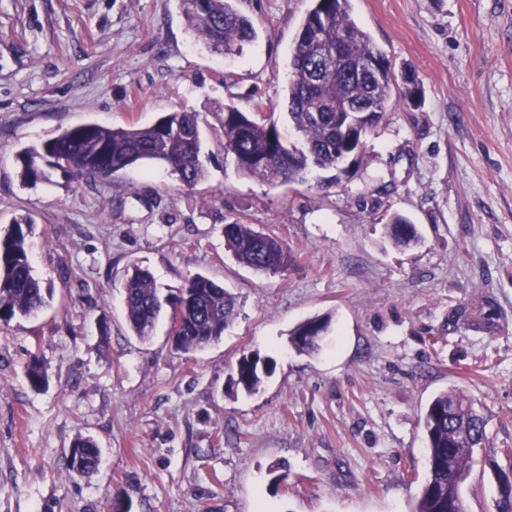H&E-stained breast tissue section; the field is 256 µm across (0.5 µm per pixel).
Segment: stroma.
<instances>
[{
	"label": "stroma",
	"mask_w": 512,
	"mask_h": 512,
	"mask_svg": "<svg viewBox=\"0 0 512 512\" xmlns=\"http://www.w3.org/2000/svg\"><path fill=\"white\" fill-rule=\"evenodd\" d=\"M257 40L219 54L182 0H0V232L31 217L30 258L53 298L0 322V512H413L427 478L422 419L456 388L486 421L466 512H497L512 472V0H351L352 16L412 72L419 107L392 102L348 178L269 186L224 154L218 114L271 107L280 126L290 49L311 0H238ZM200 115L207 175L189 189L146 162L109 180L53 170L23 182L20 150L96 123ZM416 224L395 248L380 217ZM283 239L286 275L239 264L225 222ZM162 292L194 273L237 295L221 339L178 351L168 319L140 341L122 283ZM467 307L456 331L448 314ZM329 317L318 353L293 349ZM275 367L258 391L228 378L249 353ZM38 359L46 383L25 367ZM95 471L67 468L77 436ZM329 317L309 319L298 325L290 334V343L298 351L315 353L320 347L314 342L312 336L321 328H327Z\"/></svg>",
	"instance_id": "obj_1"
}]
</instances>
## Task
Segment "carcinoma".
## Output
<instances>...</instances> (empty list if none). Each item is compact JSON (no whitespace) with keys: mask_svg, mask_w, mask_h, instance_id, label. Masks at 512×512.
<instances>
[{"mask_svg":"<svg viewBox=\"0 0 512 512\" xmlns=\"http://www.w3.org/2000/svg\"><path fill=\"white\" fill-rule=\"evenodd\" d=\"M290 51L286 88L288 120L294 141L282 133L274 113L242 112L224 105L219 114L224 154L238 170L270 186L306 181L307 167L335 168L343 153L361 157L370 130L354 121V114L370 110L379 124L389 111L393 94L410 106L421 92L414 76H396L386 53L363 31L351 14L350 0H311ZM191 30L214 52H240L255 41L251 21L233 6V0H182ZM377 61L379 69L359 77L358 66ZM21 176L40 180L37 162L67 175L110 179L144 161L164 165L181 184L194 188L205 177L199 113L176 108L142 127H103L89 123L69 127L41 148L17 153ZM386 229L398 247L419 240L416 225L394 213ZM31 222L16 220L0 235V321L37 315L48 303L51 289L36 274L28 250ZM226 248L236 260L258 272L283 275L295 257L282 240L254 230L240 220L224 224ZM127 323L134 336L150 338L163 313L180 320L177 349L190 353L219 340L237 314V299L212 278L195 273L176 293L163 294L146 269L136 267L125 284ZM329 318L309 319L290 334L298 351L315 353L313 335L328 326ZM268 374L257 356L242 357L230 376L236 387L251 392ZM428 478L414 512H464L461 485L473 463L475 449L485 441V422L469 398L456 390L436 395L424 417ZM99 450L90 437L73 442L67 463L83 474L93 470Z\"/></svg>","mask_w":512,"mask_h":512,"instance_id":"1","label":"carcinoma"}]
</instances>
